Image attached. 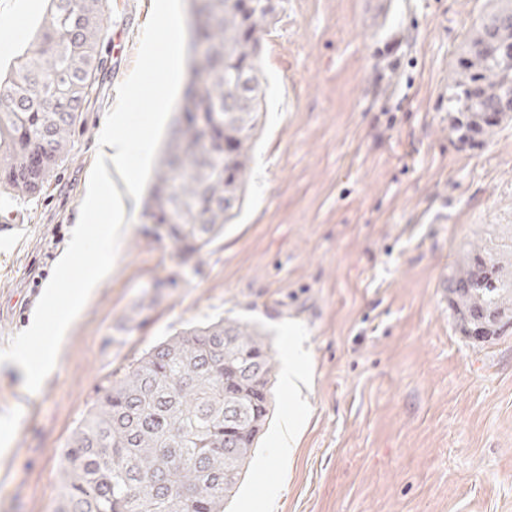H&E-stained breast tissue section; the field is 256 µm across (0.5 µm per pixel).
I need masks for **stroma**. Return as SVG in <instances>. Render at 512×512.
I'll return each instance as SVG.
<instances>
[{
  "label": "stroma",
  "instance_id": "stroma-1",
  "mask_svg": "<svg viewBox=\"0 0 512 512\" xmlns=\"http://www.w3.org/2000/svg\"><path fill=\"white\" fill-rule=\"evenodd\" d=\"M282 0L260 40L264 91L244 203L182 258L127 212L111 274L37 392L0 363V512H56L63 452L112 373L187 326L225 316L271 334L282 379L227 512H512V327L475 345L441 289L472 246L512 251V122L482 144L450 129L448 82L495 0ZM153 0H108L106 69L73 157L0 223V348L27 329L79 218L98 136L132 71ZM46 0H0V73ZM177 277L178 287L158 288ZM295 417L291 457L282 423Z\"/></svg>",
  "mask_w": 512,
  "mask_h": 512
}]
</instances>
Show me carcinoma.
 Wrapping results in <instances>:
<instances>
[{
	"label": "carcinoma",
	"mask_w": 512,
	"mask_h": 512,
	"mask_svg": "<svg viewBox=\"0 0 512 512\" xmlns=\"http://www.w3.org/2000/svg\"><path fill=\"white\" fill-rule=\"evenodd\" d=\"M106 0H49L14 69L0 77V222L40 195L72 156L82 103L103 81ZM275 0H224L196 30L191 78L159 156L146 220L183 256L224 236L242 208L263 103L259 35ZM79 17L76 28L70 21ZM448 112L457 139L485 140L512 120V5L492 13L454 69ZM222 138L224 156L209 154ZM460 332L480 340L512 325V264L471 248L448 278ZM275 362L267 333L237 318L193 325L112 372L110 389L64 451L57 512H224L270 414Z\"/></svg>",
	"instance_id": "obj_1"
}]
</instances>
